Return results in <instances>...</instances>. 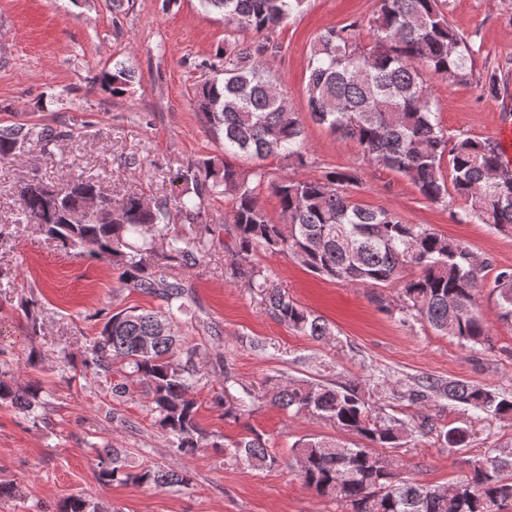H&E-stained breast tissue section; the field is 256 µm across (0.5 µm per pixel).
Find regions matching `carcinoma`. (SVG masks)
Here are the masks:
<instances>
[{
	"instance_id": "carcinoma-1",
	"label": "carcinoma",
	"mask_w": 512,
	"mask_h": 512,
	"mask_svg": "<svg viewBox=\"0 0 512 512\" xmlns=\"http://www.w3.org/2000/svg\"><path fill=\"white\" fill-rule=\"evenodd\" d=\"M303 0H200L204 12L218 11L228 30L219 50L222 68L197 89V108L209 132L223 141L224 156L194 160L170 177L171 193L149 201L137 192L119 208L97 181L79 177L54 185L34 170L17 187L21 215L48 239L77 255L109 263L123 288L161 300L165 310L129 307L112 313L95 338L86 368L112 372L116 363L146 384L158 423L169 446L182 455L201 451L203 430L197 403L189 397L196 383L198 349L175 331V313L184 312L192 292L183 280L157 263L152 229L170 228L171 216L201 224L204 201L229 203L224 244L230 276L256 289L269 315L300 334L321 339L329 324L302 308L269 283L267 270L251 261L261 251L286 253L310 272L350 285L398 288L402 320H423L435 331L473 349L490 346V328L477 309L489 262L464 243L442 236L426 224H409L396 212L361 206L351 187L358 178L334 169L315 179L284 175L267 179L263 161L278 157L291 166L306 163L304 122L288 95L272 78L268 58L277 48L273 35L300 10ZM374 44L362 45L363 23L352 21L319 33L310 47L306 87L308 116L337 137L359 145L371 163L407 178L430 203H466L465 218L497 230L512 231V166L496 143L466 134L448 136L433 111L427 76L466 85L472 75V49L449 23L442 0H377L368 22ZM250 32L253 38H239ZM130 70L115 64L103 70L98 87L125 93ZM64 136L51 127L17 123L0 127V157L34 141L47 149ZM250 159L248 169L229 158ZM448 170H443V162ZM267 184L279 201V220L262 207L258 190ZM168 259L193 267L202 257L196 242L173 231L166 242ZM499 318L512 323V268H501L492 281ZM152 337L150 349L137 340ZM270 403L296 415L312 412L361 438L350 448L327 437H305L293 452L304 484L316 495L342 504L346 512H500L512 502V451L466 461V471L446 488L429 486L406 468L380 456V448H399L416 432L430 429L429 417L412 425L394 415L378 417L366 400L362 382L328 384L319 379H274ZM39 382L16 389L0 380V401L32 413ZM423 406L447 399L475 415L512 416V397L460 379L427 377L405 393ZM450 448L467 446V430L440 433ZM98 480L187 488L188 471L161 467L127 469L118 448H98ZM231 454L253 469L276 465L277 458L260 435L232 444Z\"/></svg>"
}]
</instances>
